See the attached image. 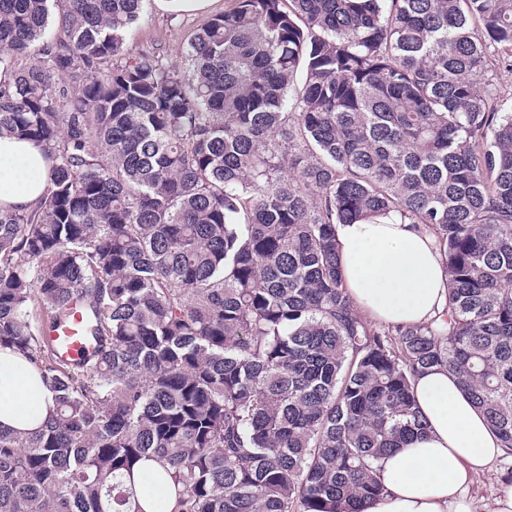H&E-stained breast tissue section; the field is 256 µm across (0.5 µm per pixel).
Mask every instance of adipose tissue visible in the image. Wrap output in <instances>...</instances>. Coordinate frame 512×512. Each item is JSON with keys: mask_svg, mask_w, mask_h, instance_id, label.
Here are the masks:
<instances>
[{"mask_svg": "<svg viewBox=\"0 0 512 512\" xmlns=\"http://www.w3.org/2000/svg\"><path fill=\"white\" fill-rule=\"evenodd\" d=\"M41 148L0 137V206L32 207L46 187ZM340 264L356 310L372 324L409 325L443 320L448 276L435 236L399 217L336 227ZM425 432L380 462L385 493L366 512H512V486L491 504L469 489L512 451L473 406L446 369L434 367L415 381ZM53 410L52 395L19 354L0 349V430L29 432Z\"/></svg>", "mask_w": 512, "mask_h": 512, "instance_id": "obj_1", "label": "adipose tissue"}]
</instances>
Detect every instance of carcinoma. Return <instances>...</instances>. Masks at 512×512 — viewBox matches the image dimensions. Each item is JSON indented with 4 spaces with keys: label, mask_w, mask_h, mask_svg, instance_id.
Wrapping results in <instances>:
<instances>
[{
    "label": "carcinoma",
    "mask_w": 512,
    "mask_h": 512,
    "mask_svg": "<svg viewBox=\"0 0 512 512\" xmlns=\"http://www.w3.org/2000/svg\"><path fill=\"white\" fill-rule=\"evenodd\" d=\"M142 2L0 0V136L50 160L0 207V348L54 401L0 432V512H363L435 366L512 448V0H236L178 64L129 51ZM389 214L436 238L443 327L354 308L336 225ZM489 76L492 78V96L489 105L495 112H512V71L505 68L504 60H511L512 51L490 49ZM83 309L82 304L74 305L71 316L58 323L51 336L62 358L73 362L81 360L93 347L85 332Z\"/></svg>",
    "instance_id": "carcinoma-1"
}]
</instances>
